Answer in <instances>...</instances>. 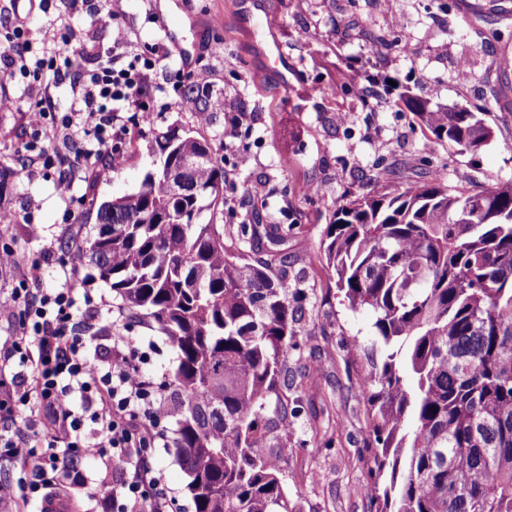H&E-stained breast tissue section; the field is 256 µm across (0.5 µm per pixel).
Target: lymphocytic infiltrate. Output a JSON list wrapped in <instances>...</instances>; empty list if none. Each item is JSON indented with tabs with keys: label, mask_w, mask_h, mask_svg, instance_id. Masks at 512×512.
<instances>
[{
	"label": "lymphocytic infiltrate",
	"mask_w": 512,
	"mask_h": 512,
	"mask_svg": "<svg viewBox=\"0 0 512 512\" xmlns=\"http://www.w3.org/2000/svg\"><path fill=\"white\" fill-rule=\"evenodd\" d=\"M8 29L9 50L0 54V71L22 72L38 88L66 81L73 94L69 111L60 116L53 115L49 98L30 103L27 119L35 138L75 146L77 161L96 162L100 176L120 166L126 140L154 120L149 72L155 60L118 64L111 52L73 42L68 27L60 25L52 44L67 53L66 63L53 56L33 61L24 23H10ZM88 54L96 59L90 69L78 62ZM121 112L134 113L132 125L118 124ZM82 253V246L72 248L62 288L50 293L17 288L0 298L1 313L24 309L18 329L0 336V422L15 421L32 404L39 410L24 428L0 431V455L30 467L27 494L1 481L0 505L21 510L31 495L53 504L48 487L83 481L80 465L89 460L105 471L97 494L101 512H167L162 476L142 462L144 451L159 440L155 427L164 413L162 396L132 365L128 337H114L107 359L91 355L92 339L81 329L77 305H92V291L72 286ZM89 423L94 433H86ZM58 441L64 444L59 451L53 448Z\"/></svg>",
	"instance_id": "obj_1"
}]
</instances>
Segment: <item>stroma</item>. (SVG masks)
<instances>
[{"instance_id": "35a3bbf8", "label": "stroma", "mask_w": 512, "mask_h": 512, "mask_svg": "<svg viewBox=\"0 0 512 512\" xmlns=\"http://www.w3.org/2000/svg\"><path fill=\"white\" fill-rule=\"evenodd\" d=\"M161 2L125 0V38L118 44L111 32L96 28L90 12L65 13L62 0H0V22L25 21L36 59L46 28L57 20L71 26L75 41L126 57L155 45L170 53L151 73L161 112L126 143L125 164L101 180L56 142H36V150L18 153L21 143L35 141L26 111L38 92L28 89L23 74L0 78V95L15 100L0 109V167L11 172L0 208L18 215L0 234V250L14 251L19 261L0 271V291L33 275L38 288H58L56 273L66 266L72 243H88L101 201L134 191L152 168L156 136L173 128L194 131L220 161L228 113H252L250 134L235 140L248 147L250 161L226 168L225 176L242 189L263 182L265 190L242 197L236 213L219 205L206 218L221 225L232 246L256 211L279 224L285 237L275 252L288 258L295 334L305 342L288 357V398L300 406L288 419L289 452L280 462L288 497L301 512H370L368 499L356 491L369 479L367 414L357 396L367 363L352 358L348 347H371L373 317L351 311L329 277L326 229L337 201L377 183L422 181L435 171L457 188L488 177L512 181V0H396L390 10L382 0H266L262 8L249 0H169L167 10ZM168 26L177 43L167 39ZM378 41L381 53L371 54ZM184 64L205 73L209 95L224 99L208 124L174 102L171 80ZM359 85L365 94H356ZM404 91L468 107L492 129V139L474 153L430 143L400 104ZM340 112L351 113L352 122L337 124ZM47 154L54 158L49 168L42 163ZM62 173L76 186L67 201L54 190ZM78 280L100 301L94 330L129 337L133 363L155 384L168 383L177 352L159 326L130 313L90 266ZM174 429L171 418L157 426L161 446L146 463L169 490L168 512H195Z\"/></svg>"}]
</instances>
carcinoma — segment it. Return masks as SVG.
I'll list each match as a JSON object with an SVG mask.
<instances>
[{"instance_id": "obj_1", "label": "carcinoma", "mask_w": 512, "mask_h": 512, "mask_svg": "<svg viewBox=\"0 0 512 512\" xmlns=\"http://www.w3.org/2000/svg\"><path fill=\"white\" fill-rule=\"evenodd\" d=\"M424 137L459 153L492 138L464 107L400 96ZM208 140L175 130L153 153L194 157ZM167 195L139 188L99 204L87 262L124 306L153 320L178 352L168 388L174 444L196 512H299L280 466L288 402L268 416L297 347L287 257L274 272L224 242L194 211L220 197L217 160ZM255 224L246 245L281 242ZM326 268L352 311L374 315L370 369L359 383L369 416L370 512H512V182L473 190L440 174L373 190L333 213Z\"/></svg>"}]
</instances>
